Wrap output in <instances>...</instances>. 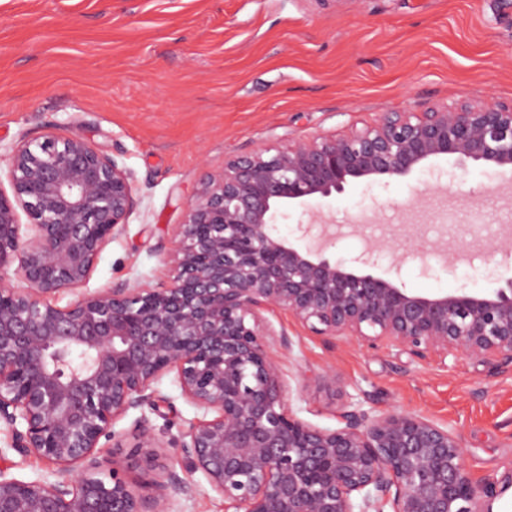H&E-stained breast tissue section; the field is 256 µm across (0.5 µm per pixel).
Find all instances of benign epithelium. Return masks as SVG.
Listing matches in <instances>:
<instances>
[{
  "label": "benign epithelium",
  "mask_w": 512,
  "mask_h": 512,
  "mask_svg": "<svg viewBox=\"0 0 512 512\" xmlns=\"http://www.w3.org/2000/svg\"><path fill=\"white\" fill-rule=\"evenodd\" d=\"M448 157L512 172V104L389 112L347 134L232 157L188 203L168 284L60 307L54 297L85 284L138 196L131 172L82 136L23 138L9 154L10 191L0 187V423L14 451L55 466L57 479L0 470V512H175L191 483L170 470L133 483L127 459L101 444L130 409H160L156 385L171 373L201 415L167 443L137 422L143 461L151 468L156 449L179 445L224 512H494L512 474L473 482L460 437L430 418L346 409L329 429L298 417L270 353L277 333L261 327L278 306L328 339L388 340L443 366L450 355L488 358L512 373V278L478 293H415L358 271L376 266L372 245L336 261L274 233L283 208Z\"/></svg>",
  "instance_id": "obj_1"
}]
</instances>
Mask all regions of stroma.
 I'll use <instances>...</instances> for the list:
<instances>
[{
  "mask_svg": "<svg viewBox=\"0 0 512 512\" xmlns=\"http://www.w3.org/2000/svg\"><path fill=\"white\" fill-rule=\"evenodd\" d=\"M462 100L512 102V0H0V168L21 137L51 128L83 136L134 176L140 204L98 258L87 293L166 282L173 230L226 157ZM505 180L441 159L409 178L355 184L314 214L285 209L276 227L295 242L299 225L323 220L336 257L380 241V270L399 263L405 288L478 292L512 278V264L456 262L445 247L512 230ZM267 323L292 342L271 352L300 418L334 428L350 406L425 416L459 435L474 481L512 472V375L475 358L443 367L391 344L329 340L276 307ZM157 390L167 399L160 410L144 405L116 422L123 445L138 419L168 440L197 417L172 377ZM10 443L1 424L7 475H52ZM159 463L195 488L177 512H224L180 449H163Z\"/></svg>",
  "mask_w": 512,
  "mask_h": 512,
  "instance_id": "1",
  "label": "stroma"
}]
</instances>
